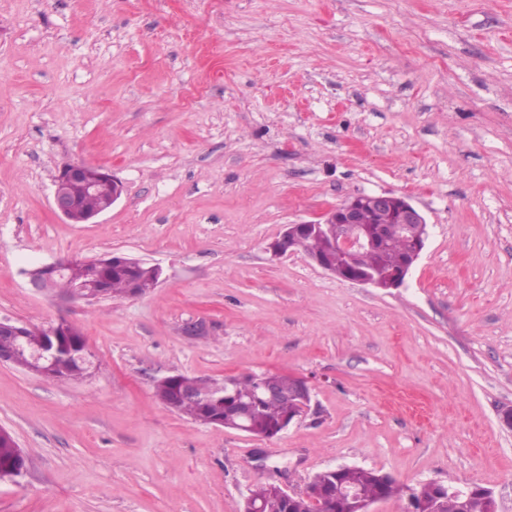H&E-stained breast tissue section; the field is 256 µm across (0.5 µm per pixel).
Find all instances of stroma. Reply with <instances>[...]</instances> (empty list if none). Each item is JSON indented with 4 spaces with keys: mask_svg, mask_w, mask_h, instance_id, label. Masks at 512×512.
<instances>
[{
    "mask_svg": "<svg viewBox=\"0 0 512 512\" xmlns=\"http://www.w3.org/2000/svg\"><path fill=\"white\" fill-rule=\"evenodd\" d=\"M75 162L123 187L88 224L53 209ZM359 192L426 218L403 288L267 252ZM106 253L160 284L89 304L24 275ZM5 317L67 320L94 369L0 364L26 458L0 512H242L257 483L340 464L512 512V0H0ZM175 373L304 377L310 408L255 439L166 408L154 384ZM452 495L462 499L463 502H469L473 499H479L487 512H498L496 496L490 489L478 486L454 487L451 489Z\"/></svg>",
    "mask_w": 512,
    "mask_h": 512,
    "instance_id": "35a3bbf8",
    "label": "stroma"
}]
</instances>
